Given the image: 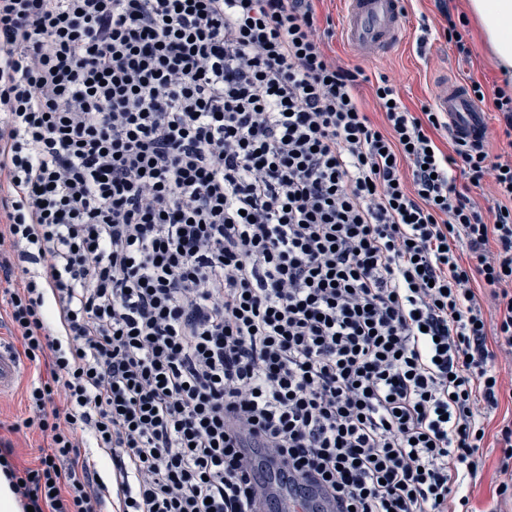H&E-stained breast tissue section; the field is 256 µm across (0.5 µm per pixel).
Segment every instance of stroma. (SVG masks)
Listing matches in <instances>:
<instances>
[{"mask_svg": "<svg viewBox=\"0 0 512 512\" xmlns=\"http://www.w3.org/2000/svg\"><path fill=\"white\" fill-rule=\"evenodd\" d=\"M406 9L407 42L394 52L368 59L351 50L337 33L345 10L344 0H322L319 13L330 19L336 30L329 45L337 57L345 64L361 65L367 75H388L410 110H418L422 102L434 101L440 82L448 76L463 83L476 79L489 91L499 85L496 65L478 31L470 33L472 55L465 59L444 38L434 33L425 35V28L434 30L441 21L435 0H408ZM499 455L495 438H488L483 477L471 490L475 512H512V501L498 500L493 493Z\"/></svg>", "mask_w": 512, "mask_h": 512, "instance_id": "obj_1", "label": "stroma"}]
</instances>
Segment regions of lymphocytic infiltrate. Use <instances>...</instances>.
<instances>
[{
  "mask_svg": "<svg viewBox=\"0 0 512 512\" xmlns=\"http://www.w3.org/2000/svg\"><path fill=\"white\" fill-rule=\"evenodd\" d=\"M333 35L315 0H0L20 512H474L512 161Z\"/></svg>",
  "mask_w": 512,
  "mask_h": 512,
  "instance_id": "obj_1",
  "label": "lymphocytic infiltrate"
}]
</instances>
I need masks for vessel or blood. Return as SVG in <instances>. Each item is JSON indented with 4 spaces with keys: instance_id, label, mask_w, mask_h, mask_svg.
<instances>
[{
    "instance_id": "1",
    "label": "vessel or blood",
    "mask_w": 512,
    "mask_h": 512,
    "mask_svg": "<svg viewBox=\"0 0 512 512\" xmlns=\"http://www.w3.org/2000/svg\"><path fill=\"white\" fill-rule=\"evenodd\" d=\"M342 35L356 52L376 57L398 45L404 32L405 0H345ZM436 105L448 118L451 133L470 142L486 141L488 128L482 107L474 103L466 86L451 82L441 86ZM21 371L15 352L0 343V392L10 388Z\"/></svg>"
}]
</instances>
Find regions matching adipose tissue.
Wrapping results in <instances>:
<instances>
[{
    "label": "adipose tissue",
    "instance_id": "ef3b65f1",
    "mask_svg": "<svg viewBox=\"0 0 512 512\" xmlns=\"http://www.w3.org/2000/svg\"><path fill=\"white\" fill-rule=\"evenodd\" d=\"M498 66L512 72V0H468Z\"/></svg>",
    "mask_w": 512,
    "mask_h": 512
}]
</instances>
